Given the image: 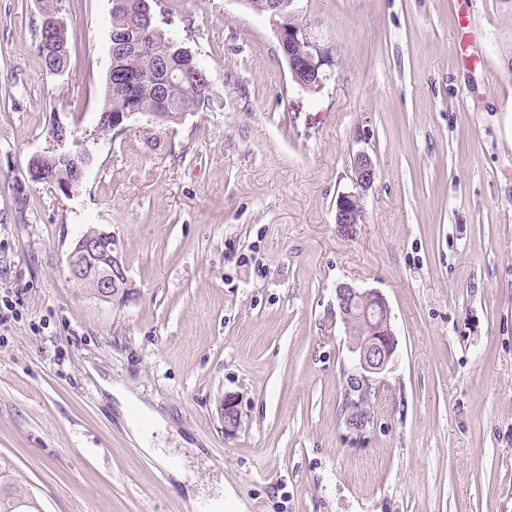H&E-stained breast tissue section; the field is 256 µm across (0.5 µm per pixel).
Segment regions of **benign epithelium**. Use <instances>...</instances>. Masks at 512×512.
Wrapping results in <instances>:
<instances>
[{
  "label": "benign epithelium",
  "mask_w": 512,
  "mask_h": 512,
  "mask_svg": "<svg viewBox=\"0 0 512 512\" xmlns=\"http://www.w3.org/2000/svg\"><path fill=\"white\" fill-rule=\"evenodd\" d=\"M295 0H268L265 14L276 25L280 52L285 59L293 81L303 90L322 87L328 75L321 70V61L315 59L308 42L299 37L293 23ZM353 190L341 193L336 200L334 223L362 224L365 221L364 198L372 188L376 166L366 152L353 156L351 164ZM86 169L73 171V177L58 185L70 197L81 186ZM69 278L80 280L93 277L99 285L97 296L110 302L117 294L128 295L127 277L120 256L112 248V233L101 229L83 233L75 240L67 256ZM336 303L349 336L360 379L370 382L390 369L397 353V337L391 325V308L384 295L375 289L358 288L342 282L336 286ZM225 430L234 429L238 422L235 399H224L221 407Z\"/></svg>",
  "instance_id": "1"
}]
</instances>
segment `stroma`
Returning <instances> with one entry per match:
<instances>
[{
  "label": "stroma",
  "instance_id": "stroma-1",
  "mask_svg": "<svg viewBox=\"0 0 512 512\" xmlns=\"http://www.w3.org/2000/svg\"><path fill=\"white\" fill-rule=\"evenodd\" d=\"M206 68L207 108L98 137L111 0H61L46 74L39 0H0V456L43 512H512V6L297 0L327 81L299 88L243 0H162ZM60 124L93 154L73 197L31 182ZM372 157L365 221L334 222ZM110 231L130 297L69 278ZM379 290L397 335L352 428L336 287ZM152 411L160 465L101 383ZM233 396L238 425L220 405ZM42 3L40 10H39V16L37 21V36H38V54L41 58L43 67L45 68V71L48 73V71L53 70L52 74H58L62 73L63 70H67L70 65V59H71V53H70V47L68 39L66 43L62 46L59 45L57 49H55L52 52L44 51V48L42 46L43 39L48 37L46 35V25L50 21L51 18H54L59 12V8L56 6L58 4L59 0H43L40 1ZM57 11V12H56ZM63 69V70H61ZM60 70V71H57Z\"/></svg>",
  "mask_w": 512,
  "mask_h": 512
}]
</instances>
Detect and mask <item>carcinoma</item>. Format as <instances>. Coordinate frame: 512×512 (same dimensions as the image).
Masks as SVG:
<instances>
[{"mask_svg": "<svg viewBox=\"0 0 512 512\" xmlns=\"http://www.w3.org/2000/svg\"><path fill=\"white\" fill-rule=\"evenodd\" d=\"M59 0H42L37 21L38 54L45 71L66 70L70 65L69 44L59 46L52 52L43 48L46 38V25L56 16ZM121 5L111 13V33L122 41L140 46L135 54H116L117 67L112 77L133 83L137 112L150 115L160 111L158 91L153 79L156 77L157 64L167 61L176 69L187 68L188 73L200 68L194 56H184L185 44L170 31L171 22L157 12L155 0H119ZM151 8L152 23L144 25L141 16L144 9ZM211 88L198 81L187 80L172 86L168 90L167 105L171 112H196L204 108L210 100ZM368 390L362 388L356 378L350 379V398L347 404L352 409V424L362 423L364 415L359 413L355 401L367 400ZM12 464L0 457V512H41L40 505L26 485L13 475Z\"/></svg>", "mask_w": 512, "mask_h": 512, "instance_id": "cac0c4a2", "label": "carcinoma"}]
</instances>
